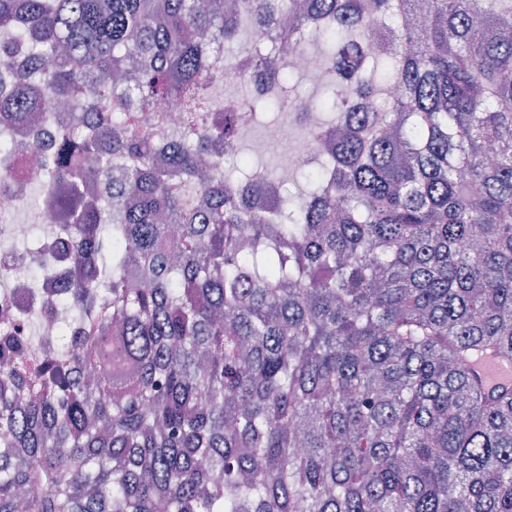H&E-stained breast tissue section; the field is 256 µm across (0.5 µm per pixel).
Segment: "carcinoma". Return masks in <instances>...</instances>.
<instances>
[{
    "mask_svg": "<svg viewBox=\"0 0 512 512\" xmlns=\"http://www.w3.org/2000/svg\"><path fill=\"white\" fill-rule=\"evenodd\" d=\"M224 2L0 0V184L41 152L27 250L71 272L57 341L0 312V512H512V387L472 369L512 362V0H305L336 120L269 206L209 61L296 110L297 4ZM237 52L235 45H229L224 47V61L219 62L214 72L220 75L222 83L224 85V100L226 101H239L243 98V88L249 86L252 90V94L255 97H263L267 93V85L263 81H260L257 76L258 73L253 70H240L232 76L224 77V65L226 71L230 72L234 57Z\"/></svg>",
    "mask_w": 512,
    "mask_h": 512,
    "instance_id": "cac0c4a2",
    "label": "carcinoma"
}]
</instances>
